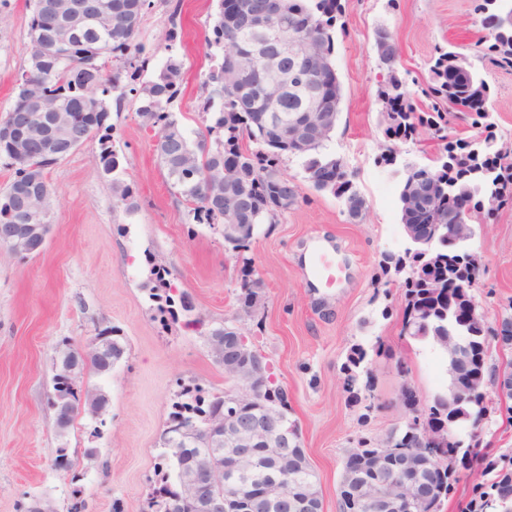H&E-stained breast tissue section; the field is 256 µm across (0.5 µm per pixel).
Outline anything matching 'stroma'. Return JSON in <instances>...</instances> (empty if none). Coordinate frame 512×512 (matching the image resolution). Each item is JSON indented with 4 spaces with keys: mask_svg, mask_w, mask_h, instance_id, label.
I'll list each match as a JSON object with an SVG mask.
<instances>
[{
    "mask_svg": "<svg viewBox=\"0 0 512 512\" xmlns=\"http://www.w3.org/2000/svg\"><path fill=\"white\" fill-rule=\"evenodd\" d=\"M331 62L342 103L326 151L340 159L364 200L351 216L343 200L304 180L302 157L284 156L280 169L300 184V199L275 223L260 225L244 254L225 243L220 227L193 221L171 188L157 150V128L142 118L137 95L111 103L112 141L121 156L116 177L97 166V138L47 169L54 204L50 233L33 254L0 247V512L42 505L70 512H141L162 474L175 468L162 444L182 388L204 396L224 392V369L212 357L204 330L233 320L270 364L274 384L288 393L295 424L318 477L323 512H339L347 449L374 443L402 428L411 414L401 390L422 407L447 395L445 352L402 330L404 274L389 258L410 243L400 223L398 194L408 165L424 166L437 138L419 133L400 143L395 165L380 160L384 114L377 90L376 34L388 31L400 48L395 66L410 98L421 99L437 48L455 45L491 87L499 145L512 149V70L492 67L474 49L487 38L473 0H341ZM216 0H152L137 41L153 80L169 57L182 64V83L169 110L187 132L210 122L201 105L212 65L209 46ZM30 0H0V120L15 99L14 77L25 64ZM176 40H169V31ZM131 187L121 199L117 184ZM324 246L333 281L316 274ZM469 249L481 257L472 294L486 322L512 317V206L474 227ZM166 272L172 297L187 295L192 311L164 310L152 298L153 268ZM260 280L265 306L239 310L245 277ZM119 329L124 353L112 370L82 371V390L108 399L103 418L79 413L59 430L48 403L59 361L58 344L86 350L104 329ZM366 356L354 374L345 367L353 348ZM487 412L480 424L458 423L463 444L479 436L490 456H512V412L486 380ZM71 467H56L58 449ZM96 456H89V449Z\"/></svg>",
    "mask_w": 512,
    "mask_h": 512,
    "instance_id": "obj_1",
    "label": "stroma"
}]
</instances>
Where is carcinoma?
<instances>
[{
  "label": "carcinoma",
  "mask_w": 512,
  "mask_h": 512,
  "mask_svg": "<svg viewBox=\"0 0 512 512\" xmlns=\"http://www.w3.org/2000/svg\"><path fill=\"white\" fill-rule=\"evenodd\" d=\"M98 13L112 14V31H102L94 22L85 24L78 34L69 54L32 79L39 90L51 95L54 117L63 127L91 125L98 136V165L102 172L111 175L120 168V157L112 143V125L107 123L109 108L107 98L116 94V100L124 99L127 93H137L142 101L139 114L159 127L156 150L167 171L171 187L176 190L193 220L199 224H222L224 212L229 209L224 200V152L229 150L235 156H244L245 164L237 171V180L251 195L250 214L244 221L273 224L280 214L276 209L275 187L279 180L288 183V190L299 194L294 180L281 173L280 163L283 154L276 150V137L281 128L287 126V117L305 111L308 82L300 80L284 91L281 97L280 112L285 120L281 125L269 121L267 109L259 99L256 74L244 76L238 87L228 90L224 87V70L229 63L227 57L211 67L206 77V85L211 93L205 100L202 111H214L213 124L198 132L197 140L191 141L184 128L169 112V105L179 92L181 64L170 58L157 77L135 87L139 67L134 59L141 51L135 38L144 13L150 8L151 0H95ZM225 0H218L217 15L213 26L214 39L211 44L222 49L234 46L241 54L256 50H269L273 44L268 41L257 26L227 28L224 25ZM486 0H477L475 10L481 14V25L492 38L487 47L489 60L499 68L512 69V10L495 16L484 14ZM341 11L339 0H288V14L280 15L278 23L292 27L305 37L313 40V47L333 54L337 14ZM105 43L110 47V58L101 62L92 82L84 79L82 63L85 54L91 52L93 44ZM465 59L463 54L448 49L442 51L430 66L433 85L426 92L431 105L424 110L417 109L407 97L405 82L398 76L389 79V87L377 90L380 101L390 94L395 95L391 110L385 112L387 128L385 134L389 145L383 157L391 160L398 151V143L403 142L421 130L438 135L448 128L455 114L460 112L458 103L469 105L472 125L484 129L486 149L476 154L468 149L467 139L451 137L443 146L442 153L448 156L446 167L432 164L410 166L407 180L434 176L445 186L444 193L431 206L419 215V223L427 226L438 224V235L443 243L438 250L434 266L423 270L435 279L448 281V274L457 271L462 246L446 238L452 224V208L459 207L461 189H467L474 198L495 195L499 206L512 205V151L496 145V136L488 109L490 87L468 66L457 65L456 59ZM129 75L130 83H122V74ZM313 90L327 101L342 96L336 71L326 70L314 82ZM250 140L259 148L248 150L243 141ZM325 144L300 151L307 156L304 172H309L327 163L330 156L322 153ZM404 327L408 335L417 339H433L449 336H468L477 331L473 326L463 327L452 318L443 319L441 314L448 310L458 288H427L423 277L410 275L404 280ZM89 368L97 373L112 369V364L89 351L86 359L77 363L79 370ZM66 387L75 403L85 402L93 412L106 403V396L94 393L81 399L80 387L67 383H53V389ZM181 395L190 397L188 402L173 405L169 421L183 420L191 424L204 419L209 412L200 390L184 388ZM390 440L383 441L376 448H352L347 452L344 466V480L356 476L360 479L378 481L374 493L380 498L393 497L403 503L413 499L415 503L400 509L399 512H437L441 499L448 496L458 481L460 470L456 463L464 462L463 469H471L465 464L469 451L459 452V448H441L433 440H409L406 447H389ZM419 453L429 460L426 470L418 474L396 469L389 460ZM263 463L248 472L228 477L224 483V496L247 495L253 487L263 482L272 471L278 452L274 448L263 449ZM484 469L496 474L489 485L474 486L473 512L498 506L503 512H512V461L501 462L488 456L482 457ZM162 488L153 489L146 500L143 512H192L185 490L181 485L169 483V477H161ZM288 488L309 489L318 494L317 475L312 470L307 457L300 454L288 458V473L285 475Z\"/></svg>",
  "instance_id": "cac0c4a2"
}]
</instances>
